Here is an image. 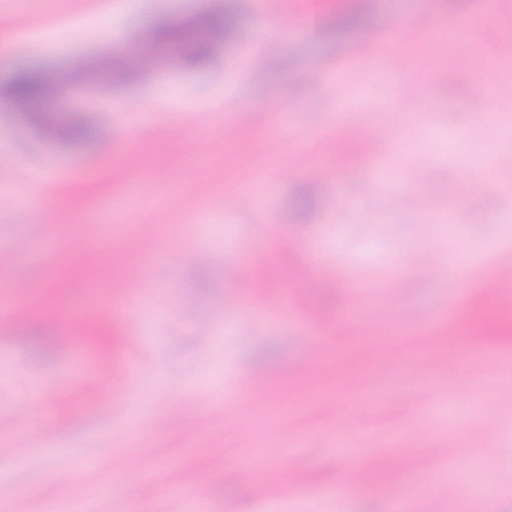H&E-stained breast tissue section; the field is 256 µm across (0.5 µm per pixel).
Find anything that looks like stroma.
<instances>
[{"label": "stroma", "instance_id": "stroma-1", "mask_svg": "<svg viewBox=\"0 0 512 512\" xmlns=\"http://www.w3.org/2000/svg\"><path fill=\"white\" fill-rule=\"evenodd\" d=\"M111 2L0 0V51L52 69L125 59L154 20L227 7L236 38L203 68L167 59L128 83L103 80L93 101L73 89L72 119L96 129L86 141H48L0 112V187L28 195L23 205L0 200V249L14 258L0 283L29 301L0 337V512H186L163 499L168 484L191 492L198 512H393L406 493L425 504L457 492V477L433 479L429 464L453 438L473 479L493 486L464 512H512V340L476 335L470 323L497 293H512L494 275L512 259V0H283L274 20L259 0H134L116 12ZM343 13L356 24L338 27ZM470 18L488 24L478 38L494 73L454 65L446 32ZM401 20L415 28L404 44L390 37ZM368 30L385 36L370 59L359 54ZM262 36L276 48L256 81L246 61ZM318 67L339 68L342 85L326 73L311 82ZM141 106L153 112L142 126ZM363 138L384 147L404 187L438 202L433 222L372 179ZM141 173L150 185L129 198ZM247 174L267 180L263 208L233 201ZM159 195L161 215L151 205ZM458 202L463 221L449 223ZM94 224L108 238L88 270L80 256ZM137 232L156 244L140 269L128 256ZM315 251L320 274L296 281ZM173 252L178 262H168ZM427 252L449 270L465 264L464 282L427 272ZM240 263L249 281L237 277ZM341 269L359 292L342 288ZM141 288L140 318L106 321L109 347L85 332L76 346L64 341L72 317L96 319L91 299ZM288 292L285 320L230 311L243 294L274 307ZM452 297L458 332L420 342L422 320ZM353 304L370 305L375 324L399 337L383 380L369 375L372 348L336 364L315 343L320 332L349 336ZM451 355L462 372L454 386L433 375ZM128 358L135 377L114 384ZM258 375L278 379L283 394L235 398ZM371 385L372 410L362 398ZM268 404L287 406V417H269ZM365 415L362 475L335 431ZM242 434L246 472L236 464ZM60 457L77 477L58 475ZM285 479L295 496L270 495Z\"/></svg>", "mask_w": 512, "mask_h": 512}]
</instances>
